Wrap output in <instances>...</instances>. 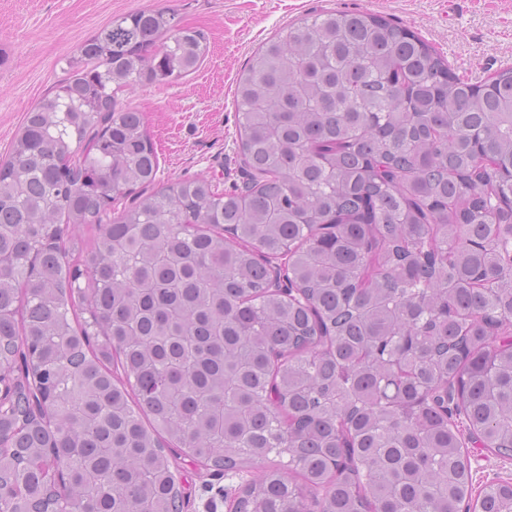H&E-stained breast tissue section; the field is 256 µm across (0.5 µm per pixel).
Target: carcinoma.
Returning <instances> with one entry per match:
<instances>
[{"mask_svg": "<svg viewBox=\"0 0 512 512\" xmlns=\"http://www.w3.org/2000/svg\"><path fill=\"white\" fill-rule=\"evenodd\" d=\"M206 48L168 8L112 19L0 163V512H173L169 448L251 474L236 512H459L443 394L512 456V68L473 82L384 16L303 17L236 82L246 180L147 195L115 95Z\"/></svg>", "mask_w": 512, "mask_h": 512, "instance_id": "obj_1", "label": "carcinoma"}]
</instances>
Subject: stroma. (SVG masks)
<instances>
[{"label": "stroma", "instance_id": "35a3bbf8", "mask_svg": "<svg viewBox=\"0 0 512 512\" xmlns=\"http://www.w3.org/2000/svg\"><path fill=\"white\" fill-rule=\"evenodd\" d=\"M151 7L201 30L209 50L199 68L170 84L118 92L119 106L142 112L159 155V183L240 177L236 80L252 53L306 13L371 11L417 31L456 73L478 82L512 66V0H0V155L33 105L47 99L65 60L113 17ZM474 491L512 482V458L468 447ZM183 512H228L246 475H219L184 450L171 451Z\"/></svg>", "mask_w": 512, "mask_h": 512}]
</instances>
